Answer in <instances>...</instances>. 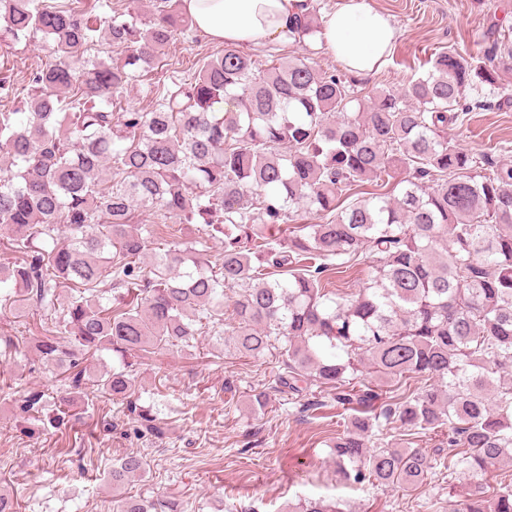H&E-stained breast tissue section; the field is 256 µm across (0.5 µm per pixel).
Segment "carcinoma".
<instances>
[{"label":"carcinoma","mask_w":512,"mask_h":512,"mask_svg":"<svg viewBox=\"0 0 512 512\" xmlns=\"http://www.w3.org/2000/svg\"><path fill=\"white\" fill-rule=\"evenodd\" d=\"M180 2L152 0L142 20L94 15L87 0H0V46L40 37L61 52L23 95L0 77V96L23 104L0 112V228L14 253L0 265V285L10 284L0 302L39 313L48 335L35 350L62 371L60 401L93 389L133 403L131 364L90 374L91 352L181 351L222 335L239 355L276 353V389L294 402L316 387L349 412L333 445L347 485L422 487L437 475L432 456L385 440L446 425L448 469L471 480L454 512H512V477L485 483L512 463V163L479 162L447 137L483 88L512 72V41L494 39L484 64L442 51L427 75L367 100L309 57L260 69L228 44L166 86L151 111H115L114 94L192 28ZM306 6L288 35L295 43L321 29ZM116 48L123 59L100 58ZM397 170V196L339 207L342 192ZM303 206L323 221L293 227L281 245L275 232ZM141 207L197 225V236L152 250ZM213 240L224 250L211 253ZM364 245L368 286L349 299L322 288V275L360 261ZM365 370L422 383L384 397L356 383ZM146 470L139 453L123 455L112 488ZM115 505L178 512L168 500ZM285 512L342 508L300 498Z\"/></svg>","instance_id":"obj_1"}]
</instances>
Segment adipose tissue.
Instances as JSON below:
<instances>
[{
  "label": "adipose tissue",
  "mask_w": 512,
  "mask_h": 512,
  "mask_svg": "<svg viewBox=\"0 0 512 512\" xmlns=\"http://www.w3.org/2000/svg\"><path fill=\"white\" fill-rule=\"evenodd\" d=\"M303 0H183L196 32L211 41L262 47L288 38ZM321 38L337 62L359 75L379 69L396 39L390 18L367 0H343Z\"/></svg>",
  "instance_id": "adipose-tissue-1"
}]
</instances>
